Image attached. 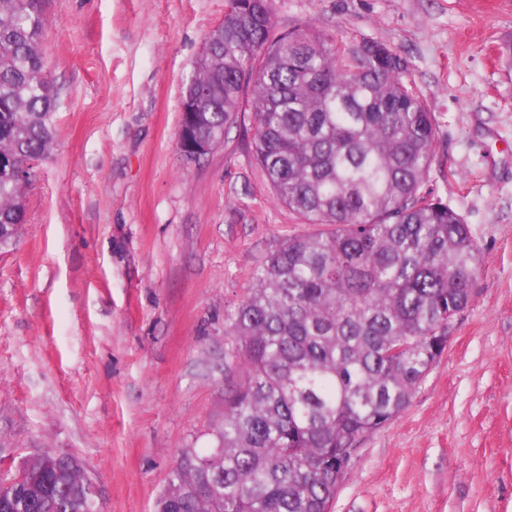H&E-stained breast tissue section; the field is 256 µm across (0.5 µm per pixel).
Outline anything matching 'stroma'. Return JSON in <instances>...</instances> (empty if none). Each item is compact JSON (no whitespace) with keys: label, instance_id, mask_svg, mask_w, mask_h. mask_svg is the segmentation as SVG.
Instances as JSON below:
<instances>
[{"label":"stroma","instance_id":"35a3bbf8","mask_svg":"<svg viewBox=\"0 0 512 512\" xmlns=\"http://www.w3.org/2000/svg\"><path fill=\"white\" fill-rule=\"evenodd\" d=\"M227 0H46L56 137L0 249V480L72 458L103 512H157L183 449L211 448L224 318L265 258L312 232L231 127L176 147L182 91ZM387 44L437 122L427 187L482 254L473 298L409 405L361 436L330 512H512V0H275Z\"/></svg>","mask_w":512,"mask_h":512}]
</instances>
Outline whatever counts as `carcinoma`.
Masks as SVG:
<instances>
[{"mask_svg":"<svg viewBox=\"0 0 512 512\" xmlns=\"http://www.w3.org/2000/svg\"><path fill=\"white\" fill-rule=\"evenodd\" d=\"M45 0H0V249L23 223L33 159L54 139ZM183 102L180 148L224 144L250 112L249 149L274 201L329 232L285 239L225 318L241 378L206 453L185 450L158 512H329L340 455L393 420L472 300L480 251L425 189L436 123L392 47L349 46L275 0H227ZM4 512H95L79 469L26 462Z\"/></svg>","mask_w":512,"mask_h":512,"instance_id":"carcinoma-1","label":"carcinoma"}]
</instances>
